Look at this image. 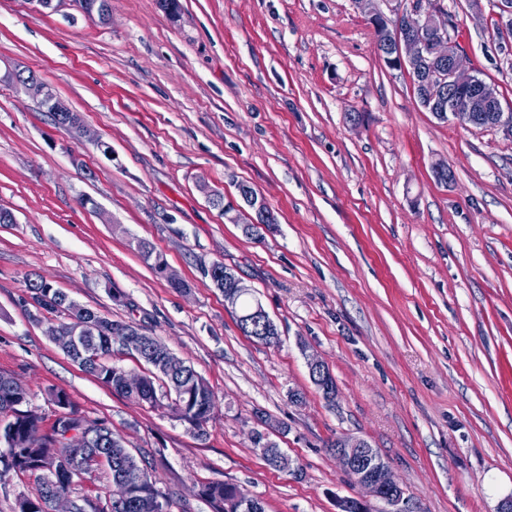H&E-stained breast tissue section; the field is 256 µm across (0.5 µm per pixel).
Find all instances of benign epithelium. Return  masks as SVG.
<instances>
[{
  "label": "benign epithelium",
  "mask_w": 512,
  "mask_h": 512,
  "mask_svg": "<svg viewBox=\"0 0 512 512\" xmlns=\"http://www.w3.org/2000/svg\"><path fill=\"white\" fill-rule=\"evenodd\" d=\"M68 2L85 15L96 14L105 23L110 20L112 0H88L82 7L77 0ZM392 12L397 22L392 27L390 42L380 50L387 66L412 73L427 57L448 65V73L437 75L439 83H448V113L471 124L483 112L490 123L501 126L508 133L512 132V113L497 110L495 88L476 76L462 72L461 56L444 17L427 8L422 0H411L404 8L398 5ZM0 81H8L39 98V104L46 110L69 111V107L31 69H10L0 76ZM240 196L242 201L239 202L235 199L226 200L223 194L212 192L208 199L214 207L224 211V217L230 223L242 224L246 229L252 224L273 222V214L268 211L263 199L248 191L241 192ZM226 276L231 280V288L224 291V303L233 307L238 295L249 292L250 288L237 276L229 272ZM258 320L267 325L262 341L267 343L278 339L276 325L262 308L244 317L243 324L247 326ZM154 341L155 337L141 331L133 333L128 330L123 337L124 344L137 353L147 343ZM307 366L310 379L323 390H331L330 371L324 362L312 355L307 358ZM263 437L266 442L260 445V453L272 456L279 467L293 470L292 461L287 456L272 451L276 443L269 439L268 433H263ZM56 439L64 443L65 447L53 448V455L70 471L78 463L80 448L70 432L62 437L58 435ZM332 451L341 461L345 472L358 475V484L370 497L381 503L380 512H411L408 499L404 497L403 489L394 479L387 462L367 440L338 439L332 444ZM47 493L53 502L51 512H76L75 499L58 494L53 484H48ZM336 512H372V508L364 498L340 497L336 499Z\"/></svg>",
  "instance_id": "obj_1"
}]
</instances>
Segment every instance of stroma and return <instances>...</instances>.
<instances>
[{"instance_id": "stroma-1", "label": "stroma", "mask_w": 512, "mask_h": 512, "mask_svg": "<svg viewBox=\"0 0 512 512\" xmlns=\"http://www.w3.org/2000/svg\"><path fill=\"white\" fill-rule=\"evenodd\" d=\"M179 4L112 0L104 24L0 0V69L35 70L91 132L58 128L0 82V209L13 216L0 224V373L44 427L52 389L105 421L151 462L170 512H214L209 482L265 512H336L363 493L330 449L342 437L377 449L412 512H497L512 495V136L425 110L354 0ZM441 5L465 71L512 109L494 0ZM242 183L277 219L257 240L208 200ZM216 262L252 289L276 341L241 332ZM35 275L190 363L216 395L204 437L72 362L48 334L59 316H29ZM311 355L336 380L334 405ZM265 423L295 472L253 449Z\"/></svg>"}]
</instances>
